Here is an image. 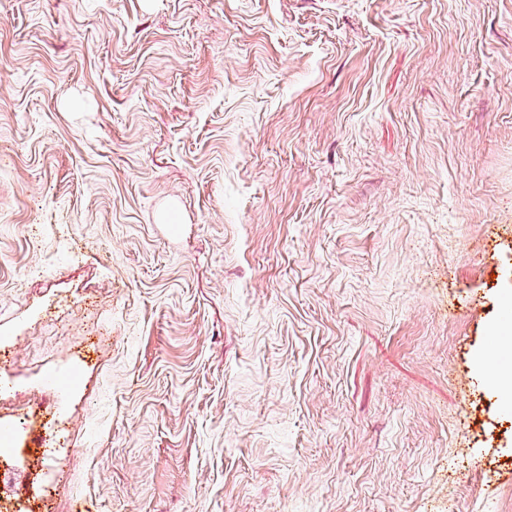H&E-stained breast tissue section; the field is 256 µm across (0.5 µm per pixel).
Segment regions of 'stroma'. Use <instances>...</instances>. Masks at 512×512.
<instances>
[{
	"instance_id": "1",
	"label": "stroma",
	"mask_w": 512,
	"mask_h": 512,
	"mask_svg": "<svg viewBox=\"0 0 512 512\" xmlns=\"http://www.w3.org/2000/svg\"><path fill=\"white\" fill-rule=\"evenodd\" d=\"M512 0H0L24 512H512Z\"/></svg>"
}]
</instances>
